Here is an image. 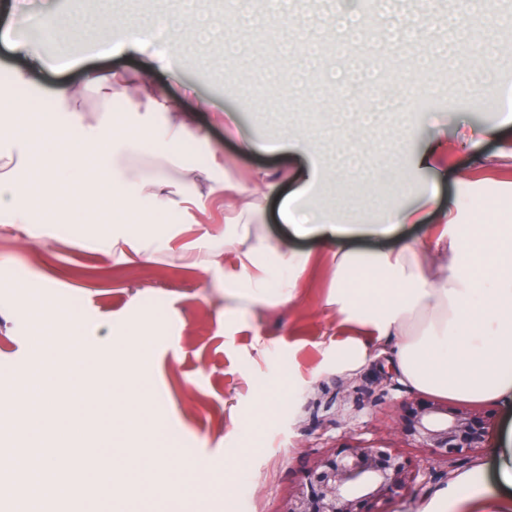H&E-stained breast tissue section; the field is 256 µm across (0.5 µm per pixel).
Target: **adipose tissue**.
<instances>
[{
	"label": "adipose tissue",
	"mask_w": 512,
	"mask_h": 512,
	"mask_svg": "<svg viewBox=\"0 0 512 512\" xmlns=\"http://www.w3.org/2000/svg\"><path fill=\"white\" fill-rule=\"evenodd\" d=\"M102 34L121 28L122 50H144L147 29L131 15L105 10L86 23ZM11 90L0 91V114L8 128L0 132V223L27 224L34 210H54L73 201L89 215L103 245L118 243L112 227L132 234L145 208L157 212L179 205L161 176H141L128 163L133 155L178 159L194 134L191 118L159 95L147 102L129 100L126 85L96 69L82 86L60 85L53 109L40 107L39 94L16 98L26 86L23 72L10 74ZM101 102L124 97L128 119L87 120L80 111L86 91ZM30 167L35 182L15 178L14 163ZM304 193L285 197L281 215L296 234L335 245L337 281L351 270L372 273L382 286L379 304L365 290L336 295L344 322H357L380 336H395L397 363L417 390L444 399L494 402L512 411V225L450 224L445 230L375 253L342 249L356 236L391 234L395 225L415 224L421 208L411 205L388 214L380 224H311ZM21 385L32 407L22 412L18 433L40 446L49 427L61 426L56 386L44 367L28 369Z\"/></svg>",
	"instance_id": "obj_1"
}]
</instances>
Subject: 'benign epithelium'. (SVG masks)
<instances>
[{
	"label": "benign epithelium",
	"instance_id": "obj_1",
	"mask_svg": "<svg viewBox=\"0 0 512 512\" xmlns=\"http://www.w3.org/2000/svg\"><path fill=\"white\" fill-rule=\"evenodd\" d=\"M396 425L405 440L439 459L485 447L491 417L410 394L396 401ZM403 455L373 445L331 448L309 464L304 481L279 512H383L381 505L432 477Z\"/></svg>",
	"mask_w": 512,
	"mask_h": 512
}]
</instances>
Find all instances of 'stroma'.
<instances>
[{"mask_svg": "<svg viewBox=\"0 0 512 512\" xmlns=\"http://www.w3.org/2000/svg\"><path fill=\"white\" fill-rule=\"evenodd\" d=\"M10 2L0 13V75L26 66L30 90L45 93L61 82L80 83L87 68L123 73L136 89L149 84L196 113L205 138L192 161L221 155L225 180L245 190L184 211L145 212L146 230L112 248L99 245L95 227L70 212L38 211L32 223L0 224V401L23 397L21 376L33 362L28 300L40 289L45 301L66 304L78 316L74 325L60 321L61 333L124 370L117 379L94 360L52 364L75 429L50 438L48 450L62 467L77 450L94 472L134 470L141 491L151 495L147 501L106 497L95 488L52 512H279L308 462L344 444L385 446L424 464L429 451L410 445L394 426L395 402L412 387L398 370L393 339L336 319L333 246L295 237L276 215L277 198L268 200L260 224L242 208L264 189L258 172L289 182L313 162L341 164L353 141L367 148L359 167L313 186L306 199L313 220L376 224L434 187V207L424 223L401 227V244L431 234L445 217L469 223L477 197L512 207V158L502 154L504 141H512V34L489 22L507 13L512 0H402L388 14L365 13V0H288L284 17L266 11L262 0H197L196 17L214 28L208 43L188 36L131 55L101 49L99 37L89 34L70 46L78 64L69 68L52 58L60 32L73 22L72 0ZM347 9L381 31L371 50L357 45L337 54L336 17ZM46 13L55 17L47 35L36 23ZM414 22L428 35L398 39ZM309 39L320 44L315 66L287 51ZM158 52L169 68L155 65ZM488 73V106L460 100L462 87L478 85ZM406 77L423 91L422 111L402 109ZM339 82L354 99L382 97L376 125L344 118L347 103L332 95ZM404 130L411 153L430 138L444 139L448 153L439 168L403 176L394 145ZM289 135L314 143L317 160L294 149L267 151ZM232 208L241 210L252 234L280 250L309 254L296 288H281L285 272L267 258L261 265L271 286L263 296L234 287L240 269L234 249L224 245ZM215 252L219 265L207 266ZM143 335L152 339L146 378L133 347ZM358 342L367 349L363 359L337 358V348ZM75 383L107 388L110 406L93 400L71 406ZM138 403L144 432L125 433ZM485 408L493 415L485 448L412 486L385 512H472L468 501L448 506L463 481L481 494L485 512H512V487L500 483L497 471L502 454L512 451V414L492 402ZM155 448L166 451L161 469L139 467ZM162 469L195 480L181 494L158 496Z\"/></svg>", "mask_w": 512, "mask_h": 512, "instance_id": "1", "label": "stroma"}]
</instances>
